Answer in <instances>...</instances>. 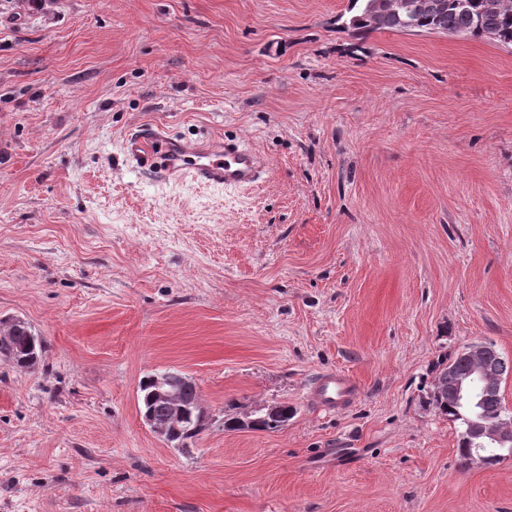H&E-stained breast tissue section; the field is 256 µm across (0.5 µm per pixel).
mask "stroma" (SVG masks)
Instances as JSON below:
<instances>
[{"label":"stroma","instance_id":"1","mask_svg":"<svg viewBox=\"0 0 512 512\" xmlns=\"http://www.w3.org/2000/svg\"><path fill=\"white\" fill-rule=\"evenodd\" d=\"M349 6L0 0V318L44 343L0 359V512H512V457L467 464L424 404L472 342L512 364V47ZM149 124L244 142L262 184L139 173ZM169 368L211 418L183 451L140 416ZM358 389L357 382L349 374H324L313 384L310 399L322 409H337L353 399ZM250 418H256L257 426L255 429L261 431L278 430L284 426L288 420L293 416V408L288 404H275L274 406H267L250 412Z\"/></svg>","mask_w":512,"mask_h":512}]
</instances>
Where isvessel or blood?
Masks as SVG:
<instances>
[{
	"instance_id": "vessel-or-blood-1",
	"label": "vessel or blood",
	"mask_w": 512,
	"mask_h": 512,
	"mask_svg": "<svg viewBox=\"0 0 512 512\" xmlns=\"http://www.w3.org/2000/svg\"><path fill=\"white\" fill-rule=\"evenodd\" d=\"M124 152L134 166L154 173L162 181L190 179L203 188L236 189L257 185L264 165L247 146L235 140L190 143L161 127L147 126L130 135ZM359 386L346 373L318 377L311 401L323 409H337L355 397Z\"/></svg>"
}]
</instances>
